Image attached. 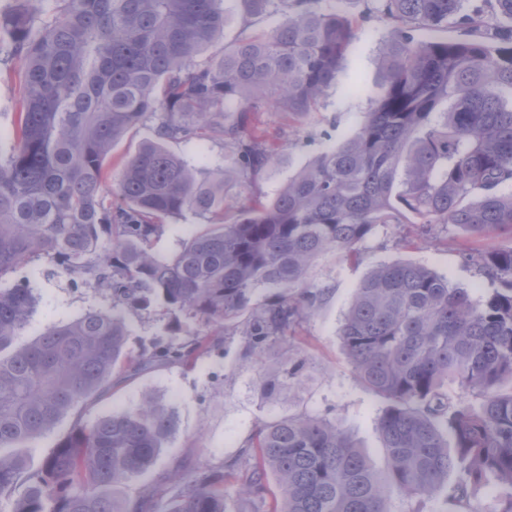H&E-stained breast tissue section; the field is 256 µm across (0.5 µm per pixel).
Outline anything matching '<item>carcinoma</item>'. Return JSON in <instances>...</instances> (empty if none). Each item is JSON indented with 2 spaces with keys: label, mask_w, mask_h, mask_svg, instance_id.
Wrapping results in <instances>:
<instances>
[{
  "label": "carcinoma",
  "mask_w": 512,
  "mask_h": 512,
  "mask_svg": "<svg viewBox=\"0 0 512 512\" xmlns=\"http://www.w3.org/2000/svg\"><path fill=\"white\" fill-rule=\"evenodd\" d=\"M14 0L0 13V65L23 64L13 143L0 150V283L34 257L106 288L91 310L26 339L35 297L26 278L0 287V512H160L152 491L108 490L145 473L174 429L147 397L135 408L77 419L39 468L22 448L134 377L209 351L211 334L126 351L118 308L159 302L206 326L246 317L248 362L288 340L325 289L309 281L327 254L353 257L382 224L453 226L512 236V0H364V22L389 28L384 92L355 136L324 149L266 204L224 219V186L258 175L278 144L259 112L316 110L359 21L346 0H237L245 27L280 24L201 58L224 29L223 0ZM460 37L422 40L421 29ZM155 138L129 157L115 197L103 160L148 117ZM224 140V167L197 168L168 148L198 131ZM208 219L169 257L151 250L164 218ZM492 288H464L414 262L374 268L339 335L357 378L389 405L377 427L378 471L336 422L311 415L263 423L243 454L258 512H392L391 495L442 490L462 509L489 479V512H512V246L479 255ZM266 292L261 303L256 293ZM302 365L283 359L261 380L291 396ZM458 387L448 397V383ZM458 474L455 484L448 475ZM279 495L268 496L269 476ZM235 465L173 474L166 512H227Z\"/></svg>",
  "instance_id": "cac0c4a2"
}]
</instances>
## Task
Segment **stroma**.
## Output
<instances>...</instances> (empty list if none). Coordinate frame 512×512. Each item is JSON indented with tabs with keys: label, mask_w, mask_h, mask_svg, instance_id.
Returning <instances> with one entry per match:
<instances>
[{
	"label": "stroma",
	"mask_w": 512,
	"mask_h": 512,
	"mask_svg": "<svg viewBox=\"0 0 512 512\" xmlns=\"http://www.w3.org/2000/svg\"><path fill=\"white\" fill-rule=\"evenodd\" d=\"M387 33L381 23L362 25L345 50L335 85L316 111L303 116L259 114L258 126L279 142L278 155L253 180L225 185L226 216L236 214L247 198L274 199L289 177L324 148L358 132L365 112L383 91L379 47ZM20 80L19 67L0 71V146L5 148L12 143L13 123L20 110ZM170 148L196 166L214 170L224 164L223 141L209 136L187 144L174 142ZM164 224L163 233L153 240V250L160 256L172 254L181 241L205 227L204 219L191 212L165 219ZM509 245L512 236L505 233L468 237L452 230L435 237L424 235L422 225L409 222L377 226L357 257H321L310 271V281L325 288L322 302L294 328L287 343L266 359L270 370L283 358L302 363L301 380L289 400L273 402L262 395L255 366L243 361L245 339L231 324L214 331L207 354L118 382L111 394L83 412L84 421L124 412L151 396L173 413L175 427L156 464L117 487V495L132 497L158 489L162 502H169L174 470L191 473L238 461L263 422L302 413L336 421L360 444L373 466L384 469L386 456L376 423L386 402L357 380L339 336L357 288L377 264L410 261L433 269L478 299L485 295L488 282L472 264L471 255ZM22 274L38 296L29 337H36L50 324L112 305L108 291L87 278H72L47 258L25 264ZM124 315L131 330L127 347L132 352L174 337L171 318L161 310L128 309Z\"/></svg>",
	"instance_id": "1"
}]
</instances>
